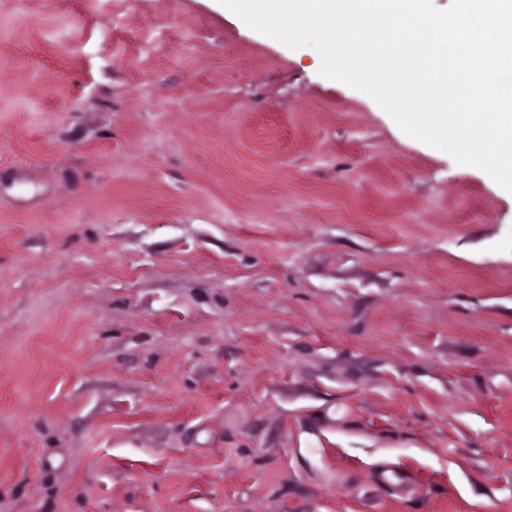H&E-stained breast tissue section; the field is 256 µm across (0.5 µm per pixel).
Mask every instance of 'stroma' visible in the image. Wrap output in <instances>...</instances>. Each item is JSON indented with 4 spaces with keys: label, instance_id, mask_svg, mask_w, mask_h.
Here are the masks:
<instances>
[{
    "label": "stroma",
    "instance_id": "35a3bbf8",
    "mask_svg": "<svg viewBox=\"0 0 512 512\" xmlns=\"http://www.w3.org/2000/svg\"><path fill=\"white\" fill-rule=\"evenodd\" d=\"M219 0H0V512H512V194Z\"/></svg>",
    "mask_w": 512,
    "mask_h": 512
}]
</instances>
